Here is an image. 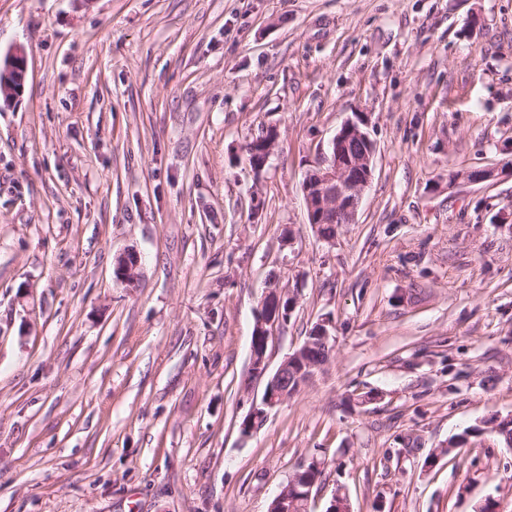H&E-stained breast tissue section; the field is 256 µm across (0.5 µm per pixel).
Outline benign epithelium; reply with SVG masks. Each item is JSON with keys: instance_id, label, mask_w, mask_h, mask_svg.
Masks as SVG:
<instances>
[{"instance_id": "1", "label": "benign epithelium", "mask_w": 512, "mask_h": 512, "mask_svg": "<svg viewBox=\"0 0 512 512\" xmlns=\"http://www.w3.org/2000/svg\"><path fill=\"white\" fill-rule=\"evenodd\" d=\"M27 60L22 47L9 54L0 65V101L8 105L19 97L25 83ZM263 149L248 158L253 171L261 173L278 140V132L268 127L264 132ZM375 144L360 123L346 121L331 139L328 150L303 180L302 192L306 202L309 223L319 236L330 241L334 236L325 229L336 224H352L362 205L364 194L373 177ZM139 258L127 253L117 259L115 273L118 280L132 283L137 276ZM295 297L280 287L278 279L267 280L255 323L254 340L268 347L272 328L287 322ZM331 321L321 319L309 331L302 346L288 355L272 375H267L266 354L251 352V377L267 378L260 402L253 403L241 425V432L249 435L261 429L270 412L288 397L292 384L302 386L313 371L322 366L334 348L330 333ZM319 491L317 480L297 473L282 486L270 504L268 512H308V504Z\"/></svg>"}]
</instances>
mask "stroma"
Masks as SVG:
<instances>
[{
    "label": "stroma",
    "instance_id": "1",
    "mask_svg": "<svg viewBox=\"0 0 512 512\" xmlns=\"http://www.w3.org/2000/svg\"><path fill=\"white\" fill-rule=\"evenodd\" d=\"M17 46L0 512H268L314 458L310 512H512V0H0ZM351 119L373 178L325 241L302 182ZM272 272L297 304L270 369L321 318L335 347L245 436ZM260 136L261 133L246 144L245 148L247 149V157L252 149L261 150L262 146L255 142V140L259 139ZM264 137L265 141L263 149L257 153V155L256 152L252 153L251 157L248 158L250 167L257 174L261 173L271 156L273 148L278 140V132L275 128L267 127L264 132Z\"/></svg>",
    "mask_w": 512,
    "mask_h": 512
}]
</instances>
